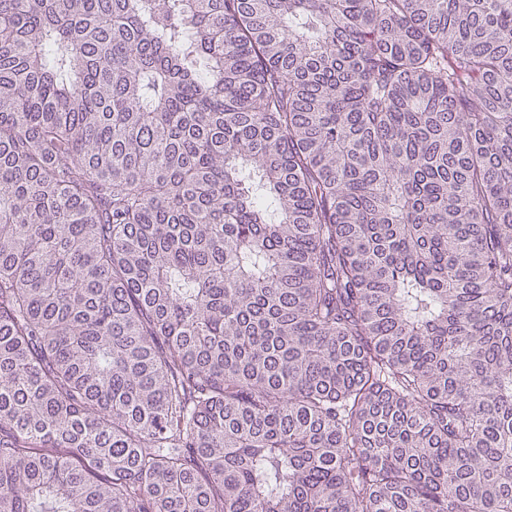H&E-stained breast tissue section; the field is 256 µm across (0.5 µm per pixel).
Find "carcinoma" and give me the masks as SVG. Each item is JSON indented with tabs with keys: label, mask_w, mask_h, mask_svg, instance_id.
Listing matches in <instances>:
<instances>
[{
	"label": "carcinoma",
	"mask_w": 512,
	"mask_h": 512,
	"mask_svg": "<svg viewBox=\"0 0 512 512\" xmlns=\"http://www.w3.org/2000/svg\"><path fill=\"white\" fill-rule=\"evenodd\" d=\"M0 512H512V0H0Z\"/></svg>",
	"instance_id": "1"
}]
</instances>
